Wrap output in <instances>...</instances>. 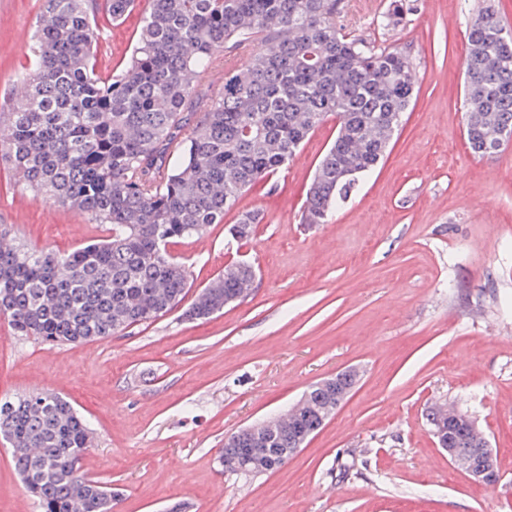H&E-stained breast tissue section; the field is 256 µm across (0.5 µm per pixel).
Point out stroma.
<instances>
[{"label":"stroma","instance_id":"1","mask_svg":"<svg viewBox=\"0 0 512 512\" xmlns=\"http://www.w3.org/2000/svg\"><path fill=\"white\" fill-rule=\"evenodd\" d=\"M486 0H344L346 33L405 50L411 105L379 166L330 223L301 221L307 187L336 136L328 115L288 163L245 192L196 242L170 251L192 291L227 264L256 270L253 290L206 320L173 310L82 345L42 344L0 319V398L66 397L96 432L83 460L111 485L116 512H512V142L493 156L466 141L468 23ZM147 8L99 12V70L125 64ZM43 0H0V108ZM253 240L227 234L242 212ZM0 224L20 244L64 254L101 225L18 187L0 162ZM356 369L334 416L282 468L224 472L226 438L295 403L313 383ZM438 403L466 412L500 472L487 488L449 461L428 421ZM0 512H39L0 439Z\"/></svg>","mask_w":512,"mask_h":512}]
</instances>
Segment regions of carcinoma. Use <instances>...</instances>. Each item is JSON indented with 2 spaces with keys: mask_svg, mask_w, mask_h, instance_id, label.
Segmentation results:
<instances>
[{
  "mask_svg": "<svg viewBox=\"0 0 512 512\" xmlns=\"http://www.w3.org/2000/svg\"><path fill=\"white\" fill-rule=\"evenodd\" d=\"M96 0H46L29 65L0 113V157L21 185L104 226L105 235L56 255L0 246V316L19 336L82 344L151 322L190 288L169 244L204 237L224 211L296 155L324 118L336 138L309 187L303 223L324 224L384 158L409 109L415 71L405 51L375 50L338 24L343 0H148L129 62L99 71ZM464 62L465 131L491 156L512 133V31L489 6L472 18ZM243 47L254 54L225 72L219 96L198 111L206 72ZM248 240L257 214L240 220ZM255 269L224 268L184 312L202 319L251 290ZM336 386L316 383L278 414L265 472L291 457L301 430L319 426ZM434 434L479 469L486 439L454 409L431 413ZM0 435L40 512H112V490L85 475L92 431L49 392L0 400ZM257 449L235 434L220 462L239 474Z\"/></svg>",
  "mask_w": 512,
  "mask_h": 512,
  "instance_id": "obj_1",
  "label": "carcinoma"
}]
</instances>
